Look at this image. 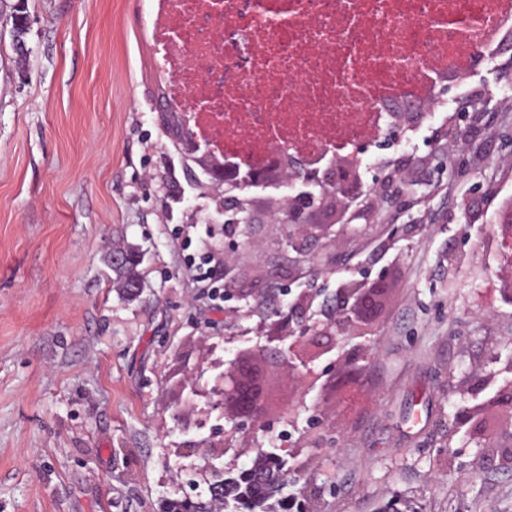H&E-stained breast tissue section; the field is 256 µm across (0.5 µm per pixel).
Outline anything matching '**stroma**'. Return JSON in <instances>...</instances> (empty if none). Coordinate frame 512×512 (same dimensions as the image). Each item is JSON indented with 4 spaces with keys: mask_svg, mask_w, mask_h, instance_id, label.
Masks as SVG:
<instances>
[{
    "mask_svg": "<svg viewBox=\"0 0 512 512\" xmlns=\"http://www.w3.org/2000/svg\"><path fill=\"white\" fill-rule=\"evenodd\" d=\"M14 0H0V512H169L208 499L214 472L234 476L255 451L282 449L291 512L318 486L323 512H512V467L459 424L512 380V282L502 268L500 203L512 200V43L476 54L478 94L438 98L466 135L408 146L382 135L362 193L394 176L408 205L338 225L331 248L288 244L264 196L256 222L227 224L229 192L199 190L162 124L168 83L155 68L149 0H27V55L12 47ZM229 259L223 311L196 300L182 257ZM143 255L129 300L105 259ZM384 279L383 308L360 336L289 373L267 325L306 289L308 325L336 311L347 281ZM249 351L277 406L261 423L225 415L224 368ZM222 446L221 456L203 445ZM448 467H440L443 458Z\"/></svg>",
    "mask_w": 512,
    "mask_h": 512,
    "instance_id": "35a3bbf8",
    "label": "stroma"
}]
</instances>
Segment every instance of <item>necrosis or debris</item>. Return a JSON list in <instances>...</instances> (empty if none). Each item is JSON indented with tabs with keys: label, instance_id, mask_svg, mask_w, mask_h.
<instances>
[{
	"label": "necrosis or debris",
	"instance_id": "necrosis-or-debris-1",
	"mask_svg": "<svg viewBox=\"0 0 512 512\" xmlns=\"http://www.w3.org/2000/svg\"><path fill=\"white\" fill-rule=\"evenodd\" d=\"M512 0H152L194 134L256 171L366 140L383 103L467 65Z\"/></svg>",
	"mask_w": 512,
	"mask_h": 512
}]
</instances>
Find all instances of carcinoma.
I'll list each match as a JSON object with an SVG mask.
<instances>
[{
    "mask_svg": "<svg viewBox=\"0 0 512 512\" xmlns=\"http://www.w3.org/2000/svg\"><path fill=\"white\" fill-rule=\"evenodd\" d=\"M13 41L21 42L28 34L27 0H16L10 13ZM169 136L178 141L187 137L177 113L170 112L165 118ZM122 264L110 263L112 281L122 294L133 297V285L142 283L138 267L141 264L140 252L132 247L124 249ZM284 460L277 453H261L256 456L250 468L234 477L223 478L215 475L211 483L210 502L217 499L224 501V512H270L268 502L288 485L285 478Z\"/></svg>",
    "mask_w": 512,
    "mask_h": 512,
    "instance_id": "carcinoma-1",
    "label": "carcinoma"
}]
</instances>
